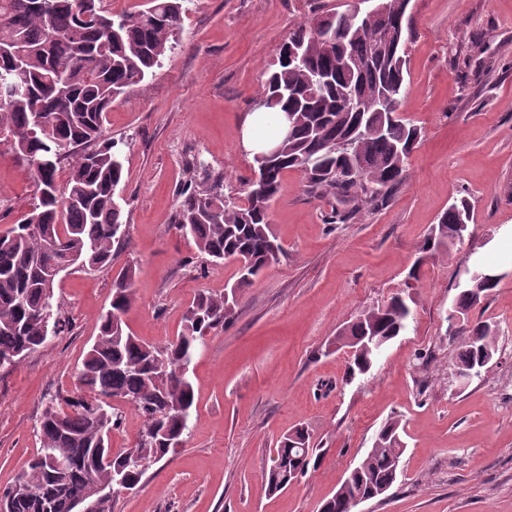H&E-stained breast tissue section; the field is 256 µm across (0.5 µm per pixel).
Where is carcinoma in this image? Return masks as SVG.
Here are the masks:
<instances>
[{
  "label": "carcinoma",
  "instance_id": "obj_1",
  "mask_svg": "<svg viewBox=\"0 0 512 512\" xmlns=\"http://www.w3.org/2000/svg\"><path fill=\"white\" fill-rule=\"evenodd\" d=\"M101 0H0V77L16 91L0 94V128L11 150L33 176L39 203L20 224L0 230V369L17 366L52 336L64 331L62 302L54 293L59 273L73 266H112L128 247L127 222L116 193L125 185L117 142L104 120L113 102L143 82L178 42L185 0H147L133 13L114 14ZM383 18L371 17L356 32L352 11L327 13L300 25L276 48L275 68L261 84L263 108L291 112L295 126L278 142L281 151L262 179L248 184L244 203L223 193V181L194 160L179 192L176 231L193 241L210 262L238 263L237 280L222 293L198 294L184 331L163 345L135 336L122 316L135 301L136 265L126 264L112 282L109 308L98 317L99 335L78 374L80 395L46 405L37 431L40 448L14 482L0 490L7 512H79L122 477L133 490L146 469L183 442L190 429L194 391L190 366L209 334L234 317L240 292L276 259L271 204L281 174L301 171L309 193L331 196L330 224L354 212L385 205L403 181L421 138L400 113L406 94L405 33L411 0H385ZM56 153L51 167L38 162ZM69 174L58 186L62 166ZM42 230H30L31 218ZM470 201L453 200L420 245L431 258L463 241ZM500 281L461 285L455 312L480 306ZM411 309L395 295L365 309L336 336L341 348L358 347L365 336L384 346L403 333ZM462 337L454 367L466 368L498 346L495 328L477 320L455 331ZM378 353L358 351L347 362L352 381L368 374ZM142 419L136 442L112 451L109 434L118 425L113 399ZM401 421L388 420L372 447L352 468L320 512H351L358 496H382L397 481L406 450ZM300 427L270 457L265 479L276 493L307 469L313 449ZM65 460L63 473L54 458Z\"/></svg>",
  "mask_w": 512,
  "mask_h": 512
}]
</instances>
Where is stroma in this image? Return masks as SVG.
I'll return each mask as SVG.
<instances>
[{
  "label": "stroma",
  "instance_id": "1",
  "mask_svg": "<svg viewBox=\"0 0 512 512\" xmlns=\"http://www.w3.org/2000/svg\"><path fill=\"white\" fill-rule=\"evenodd\" d=\"M352 3L185 0L177 48L113 103L105 128L123 144L118 202L129 234L116 263L137 266L135 301L123 316L136 336L173 339L195 294L234 282V262L203 263L172 227L186 166L204 160L225 191L244 197L253 159L242 122L276 47L316 12ZM410 12L400 111L421 144L406 177L383 208L329 224L333 198L311 197L300 172H284L271 208L282 251L243 290L233 322L198 351L183 446L120 494L116 512H318L393 416L404 428L401 472L386 496L357 512H512V0H411ZM461 196L473 208L469 236L448 255L420 260L431 226ZM34 201L29 170L1 142L0 228L21 222ZM465 257L493 262L508 277L468 314L495 325L498 351L482 377L460 385L448 318ZM114 274L62 272L55 293L64 332L0 371V488L35 455L47 398L74 390ZM400 292L414 299L407 331L367 378L346 383V354L334 337ZM301 425L318 458L270 493L271 451Z\"/></svg>",
  "mask_w": 512,
  "mask_h": 512
}]
</instances>
